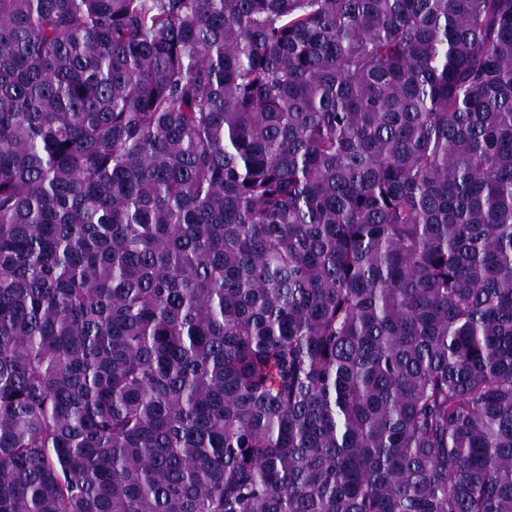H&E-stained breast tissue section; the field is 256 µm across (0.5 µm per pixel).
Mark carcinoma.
<instances>
[{
    "label": "carcinoma",
    "mask_w": 512,
    "mask_h": 512,
    "mask_svg": "<svg viewBox=\"0 0 512 512\" xmlns=\"http://www.w3.org/2000/svg\"><path fill=\"white\" fill-rule=\"evenodd\" d=\"M0 512H512V0H0Z\"/></svg>",
    "instance_id": "cac0c4a2"
}]
</instances>
